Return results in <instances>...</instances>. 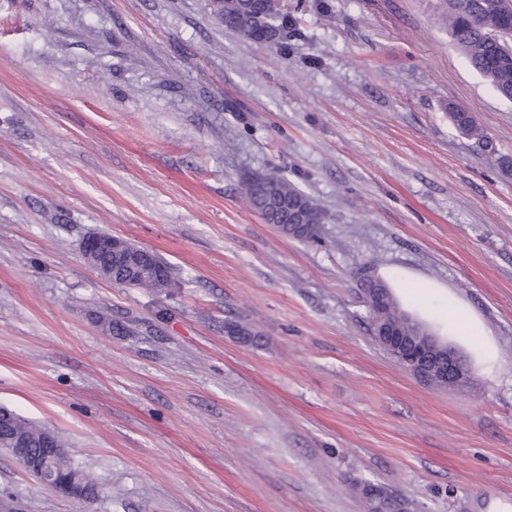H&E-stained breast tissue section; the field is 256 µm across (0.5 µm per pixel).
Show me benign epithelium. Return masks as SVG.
<instances>
[{"mask_svg":"<svg viewBox=\"0 0 512 512\" xmlns=\"http://www.w3.org/2000/svg\"><path fill=\"white\" fill-rule=\"evenodd\" d=\"M320 229L318 224H290L285 234L293 239L315 238ZM103 251L110 253L125 267L127 278L122 285L126 287L137 288L140 282L155 273L153 253L150 251L140 247L133 249L127 240L110 234L104 237L100 233H93L82 242V256L89 266L106 279L112 280L114 275L112 269L101 262ZM414 323L416 320L410 315L398 313L394 322H377L371 334L390 354H406L407 360L403 364L421 381L441 386L467 383L471 368L465 356L453 345L421 327L417 334H409V328ZM7 446L10 454L41 484L67 496L83 497V489L75 481L60 488L59 483L48 474V458L44 455L32 456L24 439L12 437Z\"/></svg>","mask_w":512,"mask_h":512,"instance_id":"7a95c632","label":"benign epithelium"}]
</instances>
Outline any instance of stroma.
<instances>
[{"label":"stroma","mask_w":512,"mask_h":512,"mask_svg":"<svg viewBox=\"0 0 512 512\" xmlns=\"http://www.w3.org/2000/svg\"><path fill=\"white\" fill-rule=\"evenodd\" d=\"M288 7L290 36L259 43L211 0H0V406L106 489L60 495L0 450V493L36 512H368L367 479L406 512H512V101L444 0ZM272 170L324 212L317 241L243 200ZM97 232L173 288L100 277L80 250ZM365 268L469 359L466 386L378 344ZM448 119L460 134L475 140V143L483 148L489 146V140L484 130L469 112L457 106H449ZM15 428L16 430L27 436V438L34 447L32 448V451L34 453H42L43 448H49V450L54 454L63 451L62 442L58 438L57 433L51 429H48L44 434L42 442L43 447L38 448L36 445L38 444L41 438L42 428L32 425L21 416L18 417V422L15 424Z\"/></svg>","instance_id":"obj_1"}]
</instances>
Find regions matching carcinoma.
<instances>
[{
	"mask_svg": "<svg viewBox=\"0 0 512 512\" xmlns=\"http://www.w3.org/2000/svg\"><path fill=\"white\" fill-rule=\"evenodd\" d=\"M497 0H447L445 20L456 45L466 56L470 66L477 71L502 97L512 100V15L502 14L495 6ZM230 30L250 24H268L280 31L288 26V13L279 8V0H232L228 10ZM448 119L460 134L475 140L483 148L489 146L484 130L469 112L457 106L448 107ZM274 190L288 199L299 197L307 216L324 220V216L313 199L301 193L294 185L275 173L260 174L246 178L243 190L249 206L260 210L267 224L288 223V211L277 207H265L266 192ZM16 430L25 434L35 453L43 452L37 447L42 428L18 418ZM57 479L65 482L82 469L66 456L54 460ZM362 495L371 512H396L398 506L383 497V491L368 480L359 483Z\"/></svg>",
	"mask_w": 512,
	"mask_h": 512,
	"instance_id": "1",
	"label": "carcinoma"
}]
</instances>
